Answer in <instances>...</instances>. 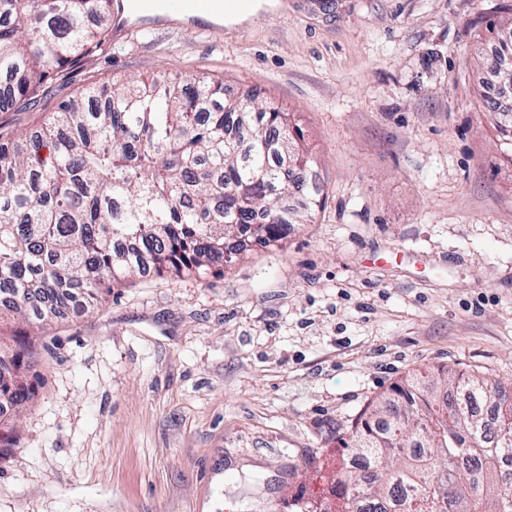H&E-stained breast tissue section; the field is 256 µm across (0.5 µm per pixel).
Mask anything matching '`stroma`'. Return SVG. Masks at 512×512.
Masks as SVG:
<instances>
[{"label": "stroma", "mask_w": 512, "mask_h": 512, "mask_svg": "<svg viewBox=\"0 0 512 512\" xmlns=\"http://www.w3.org/2000/svg\"><path fill=\"white\" fill-rule=\"evenodd\" d=\"M235 27L113 25L0 112L203 74L289 112L321 205L223 274L143 272L48 321L0 315L30 398L0 414V512H294L412 371L512 385V147L488 61L512 0H285Z\"/></svg>", "instance_id": "35a3bbf8"}]
</instances>
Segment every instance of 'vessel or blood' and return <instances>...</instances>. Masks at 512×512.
Segmentation results:
<instances>
[{"instance_id": "vessel-or-blood-1", "label": "vessel or blood", "mask_w": 512, "mask_h": 512, "mask_svg": "<svg viewBox=\"0 0 512 512\" xmlns=\"http://www.w3.org/2000/svg\"><path fill=\"white\" fill-rule=\"evenodd\" d=\"M249 0H115V20L139 21L182 14L192 18L221 17L245 10Z\"/></svg>"}]
</instances>
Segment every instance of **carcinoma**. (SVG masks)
<instances>
[{"mask_svg":"<svg viewBox=\"0 0 512 512\" xmlns=\"http://www.w3.org/2000/svg\"><path fill=\"white\" fill-rule=\"evenodd\" d=\"M110 0H0V111L52 72L86 57L92 32L112 24ZM494 78L512 84V36L497 42ZM205 76L91 87L59 105L34 133L0 142V312L45 320L82 290L85 303L141 272H224L226 236L262 246L318 207L292 211L290 167L307 162L289 113L227 101ZM251 130L246 149L229 137ZM271 128L288 136L275 142ZM0 356V406L30 388ZM512 416V391L445 368L407 375L341 438L344 456L371 461L362 481L339 466L336 512H512V483L496 459L512 439L485 440L476 406Z\"/></svg>","mask_w":512,"mask_h":512,"instance_id":"carcinoma-1","label":"carcinoma"}]
</instances>
